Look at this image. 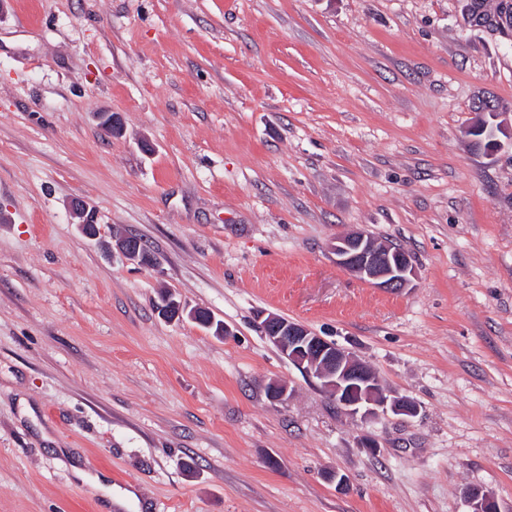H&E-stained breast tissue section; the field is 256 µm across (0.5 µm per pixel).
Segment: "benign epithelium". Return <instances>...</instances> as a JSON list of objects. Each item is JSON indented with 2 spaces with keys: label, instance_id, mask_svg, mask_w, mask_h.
I'll return each instance as SVG.
<instances>
[{
  "label": "benign epithelium",
  "instance_id": "1",
  "mask_svg": "<svg viewBox=\"0 0 512 512\" xmlns=\"http://www.w3.org/2000/svg\"><path fill=\"white\" fill-rule=\"evenodd\" d=\"M512 12L503 5L501 13L488 19L482 10L473 6L466 15L463 27L499 36L509 43L508 28ZM70 210L79 228L90 234L94 212L80 199L70 202ZM119 255L128 261H142L140 244L126 237L116 245ZM336 264L360 279L386 291H398L412 285L416 268L402 250L386 247L380 251L369 243L363 231L340 234L331 246ZM262 329L271 343L288 359L311 377L317 378L336 402L352 415L366 418L379 412L413 416L418 406L406 396L386 394L374 372L350 351L312 332L306 326L270 314L262 321ZM472 512H498L494 498L475 490L467 498Z\"/></svg>",
  "mask_w": 512,
  "mask_h": 512
}]
</instances>
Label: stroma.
Wrapping results in <instances>:
<instances>
[{"instance_id":"stroma-1","label":"stroma","mask_w":512,"mask_h":512,"mask_svg":"<svg viewBox=\"0 0 512 512\" xmlns=\"http://www.w3.org/2000/svg\"><path fill=\"white\" fill-rule=\"evenodd\" d=\"M480 97L512 122V47L456 0H0V512H105L95 476L120 512H512V147H470ZM353 229L413 287L336 265ZM270 314L418 414L348 415Z\"/></svg>"}]
</instances>
